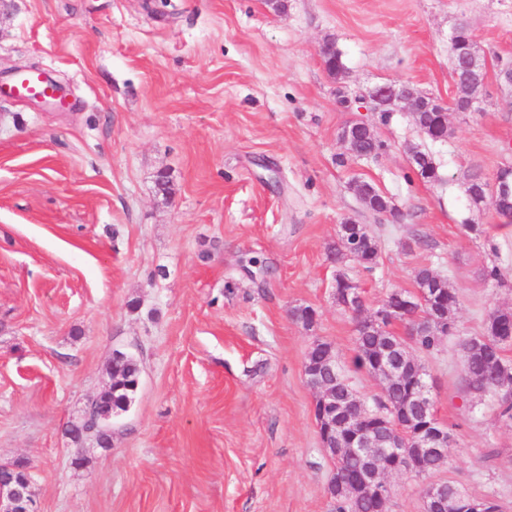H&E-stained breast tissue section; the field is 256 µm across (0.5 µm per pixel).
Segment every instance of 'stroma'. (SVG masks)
Returning a JSON list of instances; mask_svg holds the SVG:
<instances>
[{
  "label": "stroma",
  "instance_id": "stroma-1",
  "mask_svg": "<svg viewBox=\"0 0 512 512\" xmlns=\"http://www.w3.org/2000/svg\"><path fill=\"white\" fill-rule=\"evenodd\" d=\"M11 0L0 9V84L12 69L56 81L57 109L0 97V463L28 461L38 512H330L336 461L320 445L303 364L330 343L358 397L355 315L433 270L460 298L456 332L424 357L438 419L458 451L434 473L512 512V427L490 393L464 394L462 341L512 308V222L471 205L472 174L512 163V0ZM488 56L484 102L432 141L401 109L364 97L395 83L453 92L449 38ZM332 42L348 69L325 70ZM362 119L386 148L348 156ZM441 183L410 178L408 147ZM174 184L166 197L158 171ZM403 212H369L355 185ZM365 225L372 272L326 259L340 224ZM478 232H471V225ZM497 266L500 281L485 270ZM316 313L312 328L295 307ZM141 380L109 447L67 433L109 384L113 351ZM386 512H422L425 479L389 478Z\"/></svg>",
  "mask_w": 512,
  "mask_h": 512
}]
</instances>
